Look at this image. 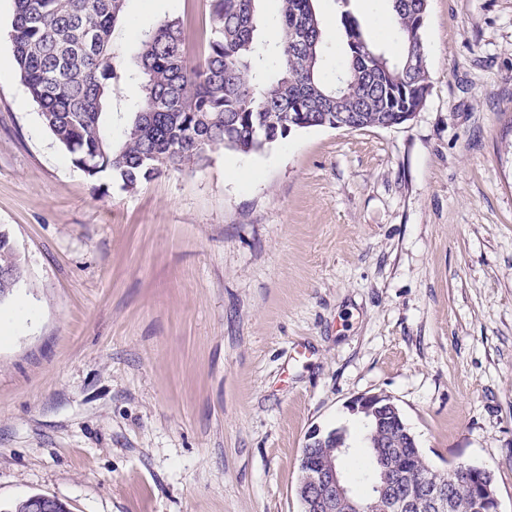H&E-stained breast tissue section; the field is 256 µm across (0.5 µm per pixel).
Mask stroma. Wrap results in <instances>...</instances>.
I'll return each instance as SVG.
<instances>
[{"label":"stroma","mask_w":512,"mask_h":512,"mask_svg":"<svg viewBox=\"0 0 512 512\" xmlns=\"http://www.w3.org/2000/svg\"><path fill=\"white\" fill-rule=\"evenodd\" d=\"M328 74L342 11L390 51L388 0H315ZM137 35L208 0H128ZM0 0V226L24 284L0 303V512H302L314 433L390 395L434 468L489 470L512 512V0H428L431 90L403 124L292 131L127 191L42 124ZM30 317L14 326L19 305ZM32 497H40V498H32ZM32 498V499H31ZM51 500L53 502V505L55 507L56 512H67L66 507L56 499L50 498L43 494H35L27 499L20 501L14 506V510H11L13 512H26L27 507L30 512H50L49 508L50 505L47 503L46 499Z\"/></svg>","instance_id":"35a3bbf8"}]
</instances>
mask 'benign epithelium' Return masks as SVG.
<instances>
[{
	"label": "benign epithelium",
	"mask_w": 512,
	"mask_h": 512,
	"mask_svg": "<svg viewBox=\"0 0 512 512\" xmlns=\"http://www.w3.org/2000/svg\"><path fill=\"white\" fill-rule=\"evenodd\" d=\"M351 409L375 415V436L381 431L404 427L399 409L386 395L358 397L352 401ZM302 468L305 474L298 495L315 512H448L455 504V484L468 474L476 477L470 473L473 465L460 461L448 468L441 482L432 478L415 482L402 473L389 472L378 462L380 481L373 483L368 496L360 497L353 493L345 476L336 468V458H318L308 453L303 456ZM473 508L478 512H500L492 481L478 483Z\"/></svg>",
	"instance_id": "benign-epithelium-1"
}]
</instances>
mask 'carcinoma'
<instances>
[{"instance_id": "carcinoma-1", "label": "carcinoma", "mask_w": 512, "mask_h": 512, "mask_svg": "<svg viewBox=\"0 0 512 512\" xmlns=\"http://www.w3.org/2000/svg\"><path fill=\"white\" fill-rule=\"evenodd\" d=\"M127 0H14L13 56L39 117L74 167L92 179L109 177L125 190L165 170L204 166L218 150L249 154L297 129L334 127L350 115L357 129L379 127L403 107L426 101L427 70L411 77L401 96L405 65L416 48L409 32L427 0H389L398 53L372 50L359 25L344 17L342 86L325 77L327 51L314 0H281L276 20L261 17L262 0H211L212 38L203 64L193 67L182 49V20L167 17L138 35L139 53L118 61L114 42ZM276 27L273 40L260 28ZM138 88L123 110L112 95ZM24 278L7 229L0 228V301ZM395 464L415 477L443 479L402 439L389 448Z\"/></svg>"}]
</instances>
